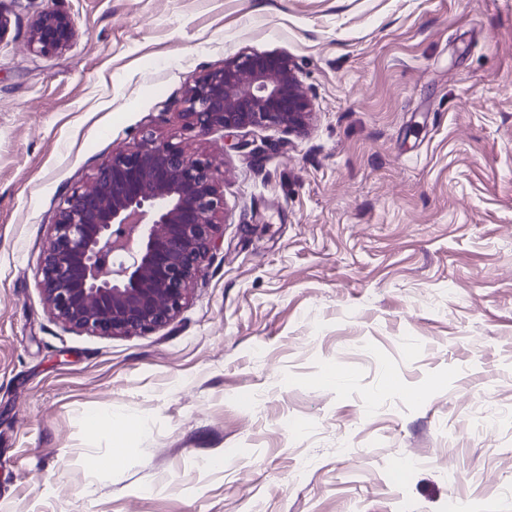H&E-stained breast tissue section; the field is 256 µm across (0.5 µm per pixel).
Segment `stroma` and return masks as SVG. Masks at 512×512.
<instances>
[{
	"instance_id": "35a3bbf8",
	"label": "stroma",
	"mask_w": 512,
	"mask_h": 512,
	"mask_svg": "<svg viewBox=\"0 0 512 512\" xmlns=\"http://www.w3.org/2000/svg\"><path fill=\"white\" fill-rule=\"evenodd\" d=\"M46 6L0 0V512H512V0H60L40 55ZM251 51L307 132L198 136ZM148 129L223 155L221 245L164 327L70 330L51 226ZM72 17L58 8H47L35 20L28 46L33 52L54 54L65 50L76 37Z\"/></svg>"
}]
</instances>
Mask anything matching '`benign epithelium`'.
I'll list each match as a JSON object with an SVG mask.
<instances>
[{
	"mask_svg": "<svg viewBox=\"0 0 512 512\" xmlns=\"http://www.w3.org/2000/svg\"><path fill=\"white\" fill-rule=\"evenodd\" d=\"M75 37L72 17L50 7L35 20L28 46L49 55ZM181 109L200 136L265 127L302 134L311 116L292 61L258 51L192 79ZM220 174L216 161L192 159L151 132L100 165L64 200L42 254L39 285L54 317L104 336L170 322L218 244Z\"/></svg>",
	"mask_w": 512,
	"mask_h": 512,
	"instance_id": "7a95c632",
	"label": "benign epithelium"
}]
</instances>
